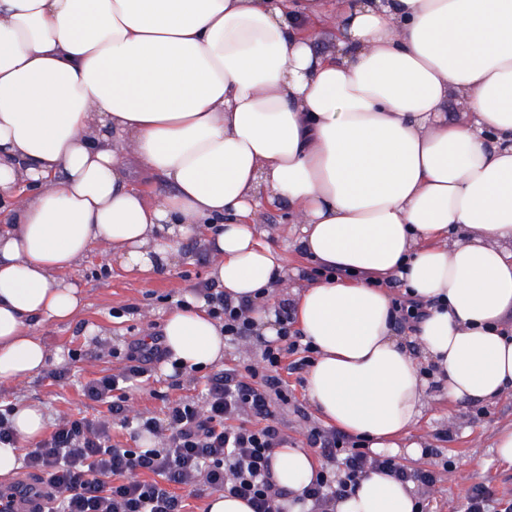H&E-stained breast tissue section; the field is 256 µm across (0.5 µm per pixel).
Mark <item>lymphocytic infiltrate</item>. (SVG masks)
<instances>
[{
    "instance_id": "lymphocytic-infiltrate-1",
    "label": "lymphocytic infiltrate",
    "mask_w": 512,
    "mask_h": 512,
    "mask_svg": "<svg viewBox=\"0 0 512 512\" xmlns=\"http://www.w3.org/2000/svg\"><path fill=\"white\" fill-rule=\"evenodd\" d=\"M208 297L212 315L224 322L225 338L250 335L247 303H233L220 291ZM309 350L293 330L291 315H284L279 336L264 341L260 363L213 372L200 400H179L163 416L146 417L135 410L129 390L168 352L160 335L135 339L121 372L83 387L84 397L104 406V413L58 418L50 434L27 450L24 467L47 480V512H187L186 496L209 492L244 499L254 512H281L269 468L285 442L277 418L278 408L289 402L282 373L307 366ZM116 427L134 439L151 434L160 445L121 447L112 441ZM305 437L330 464L305 491L313 512H332V504L351 493L369 469L426 488L438 481L435 471L372 456L344 434L314 427Z\"/></svg>"
}]
</instances>
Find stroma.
<instances>
[{"mask_svg": "<svg viewBox=\"0 0 512 512\" xmlns=\"http://www.w3.org/2000/svg\"><path fill=\"white\" fill-rule=\"evenodd\" d=\"M183 250L179 265L151 276L124 270L111 256L91 250L67 273L85 291L82 315L41 329L51 353L69 368V380L57 383L41 372L20 383L0 384V408L35 402L51 422L78 412L98 416L100 408L84 397L83 384L121 369L128 342L161 331L165 315L179 300L207 283V259L199 243L188 242ZM287 381L291 401L278 416L289 443L302 447L306 431L321 420L306 398L299 374L289 375ZM204 382L203 374L193 371L165 375L163 364L157 363L149 381L133 389L131 396L136 409L158 416L175 400L197 397ZM511 425V394L490 402L456 404L433 396L419 430L438 451L430 463L439 480L422 494L434 512H462L468 491L476 486H490L496 497L512 501V465L502 463L495 453L498 431Z\"/></svg>", "mask_w": 512, "mask_h": 512, "instance_id": "obj_1", "label": "stroma"}]
</instances>
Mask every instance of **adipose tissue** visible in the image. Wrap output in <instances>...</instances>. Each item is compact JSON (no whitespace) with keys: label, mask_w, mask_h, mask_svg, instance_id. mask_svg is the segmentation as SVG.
Listing matches in <instances>:
<instances>
[{"label":"adipose tissue","mask_w":512,"mask_h":512,"mask_svg":"<svg viewBox=\"0 0 512 512\" xmlns=\"http://www.w3.org/2000/svg\"><path fill=\"white\" fill-rule=\"evenodd\" d=\"M132 160L166 193L132 185ZM0 201V384L48 366L35 329L81 314L65 272L94 248L150 275L202 238L210 279L275 338L285 257L258 216L284 207L298 254L349 273L290 291L309 402L418 456L431 381L452 402L512 392V0H0ZM394 278L427 307L408 340ZM207 308L163 322L181 370L224 362ZM319 469L276 451L284 512ZM417 510L381 473L335 507Z\"/></svg>","instance_id":"1"}]
</instances>
